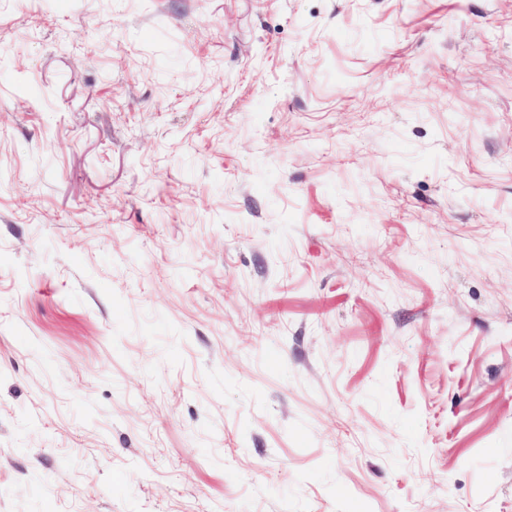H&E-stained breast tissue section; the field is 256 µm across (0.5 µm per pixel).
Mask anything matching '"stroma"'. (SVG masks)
Wrapping results in <instances>:
<instances>
[{"mask_svg":"<svg viewBox=\"0 0 512 512\" xmlns=\"http://www.w3.org/2000/svg\"><path fill=\"white\" fill-rule=\"evenodd\" d=\"M0 512H512V0H0Z\"/></svg>","mask_w":512,"mask_h":512,"instance_id":"stroma-1","label":"stroma"}]
</instances>
